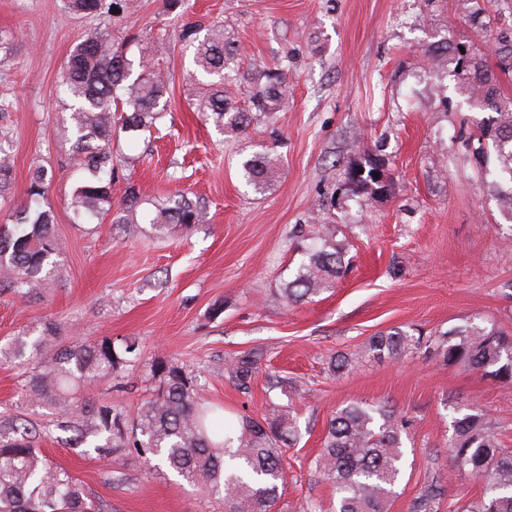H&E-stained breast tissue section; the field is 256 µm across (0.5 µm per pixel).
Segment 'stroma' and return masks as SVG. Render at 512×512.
I'll list each match as a JSON object with an SVG mask.
<instances>
[{
    "label": "stroma",
    "mask_w": 512,
    "mask_h": 512,
    "mask_svg": "<svg viewBox=\"0 0 512 512\" xmlns=\"http://www.w3.org/2000/svg\"><path fill=\"white\" fill-rule=\"evenodd\" d=\"M139 2L133 14L89 17L68 13L66 0H0V139L14 159L0 214L23 200L34 168L46 167L60 248L50 288L25 299L0 289V346L39 335L48 322L67 340L134 341L133 361L93 392L97 404L128 418L157 385L159 362L192 372L227 422L284 406L301 437L285 451L278 512L305 500L328 512L334 489L311 462L331 415L353 402H385L411 421L390 512H408L431 477L451 505L476 499L483 479L459 476L447 456V403L479 406L512 449V388L422 350L398 361L366 359L334 376L327 361L394 327L437 336L477 319L512 331V229L501 224L470 138L485 114L469 106L453 68H433L425 55L441 40L464 42L496 68L494 39L512 29V0H485L476 21L468 0H185L175 10L166 0ZM186 24L232 30L242 73L288 59L287 109L245 133L219 134L182 95L194 70L179 37ZM92 32L111 34L134 63L142 42L169 43L160 61L170 77L164 118L112 141L113 204L131 183L146 199L134 224L79 221L71 208L79 175L59 80L73 47ZM269 146L280 166L257 194L238 166ZM357 151L385 161L388 187L369 200L345 189ZM177 191L200 201L205 222L157 238L149 203ZM315 220L341 229L353 268L316 302L284 307L273 294L300 260L293 232ZM217 303L224 312L214 319ZM250 353L256 362L243 388L233 371ZM28 370L0 356V420L34 425L40 448L105 512H224L222 500L167 467L148 470L136 452L103 463L93 449L74 447L53 410L25 396ZM273 375L289 379L291 395L269 389Z\"/></svg>",
    "instance_id": "stroma-1"
}]
</instances>
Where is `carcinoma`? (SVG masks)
Returning a JSON list of instances; mask_svg holds the SVG:
<instances>
[{
  "instance_id": "obj_1",
  "label": "carcinoma",
  "mask_w": 512,
  "mask_h": 512,
  "mask_svg": "<svg viewBox=\"0 0 512 512\" xmlns=\"http://www.w3.org/2000/svg\"><path fill=\"white\" fill-rule=\"evenodd\" d=\"M75 14H95L117 7L137 8V0H67ZM182 38L192 48L193 63L205 80L192 79L187 100L221 133H242L256 115L269 116L288 107V65L246 76L245 105L224 90L238 80L239 46L222 26L201 38L192 28ZM157 38L141 48V72L131 78L112 37L94 32L72 50L62 73L70 104V139L79 156L80 184L72 205L78 217H102L112 206V137L115 126L125 132L149 130L167 111L168 76L156 63L165 52ZM501 71L512 74V32L497 39ZM455 66L474 109L490 108L496 117L477 124L479 138L491 142L496 163L480 161L503 219L512 224V97L501 92L500 77L484 68L472 48L453 47ZM124 91L126 110L115 122L112 103ZM278 157L272 149L253 154L241 163L242 176L260 193L272 181ZM365 174L350 188L354 195H377L385 187L374 176L375 160L362 161ZM12 155L0 148V194L12 184ZM49 179L36 167L25 200L0 219V288L25 298L52 284L57 270L59 243L56 218L44 206ZM143 203L139 188L130 184L117 207L118 224L137 222ZM149 223L156 237L175 229L191 230L202 223L203 209L180 194L155 200ZM334 224H320L309 234L300 231L294 250L300 253L292 279L277 289L280 303L295 306L311 302L331 290L346 274V244L336 240ZM59 347L50 357L48 348ZM426 348L452 368L477 371L506 388L512 387V333L495 325L467 322L439 336H415L399 327L368 337L355 352L332 354L328 370L351 369L363 358L400 360ZM135 352L128 342L101 340L64 341L47 326L37 336L15 339L11 354L33 363L23 384L27 395L57 411L74 433L77 445L95 442V459L132 448L145 463L158 457L188 484L224 500L228 512H275L288 463L283 449L296 444L295 423L277 405L262 416L242 415L232 427L224 426L221 408L204 404L193 376L164 362L154 366L159 385L126 421L110 405H97L90 395L102 378L124 367ZM455 414L448 437V455L458 474L489 476L484 492L457 507V512H512V451L502 447L496 426L473 403H448ZM410 421L386 404L352 403L336 410L326 424L322 449L313 461L316 472L335 485L333 512H389L394 486L404 457L402 435ZM37 431L22 422L0 423V512H103L84 486L63 466L55 464L36 445ZM445 488L429 481L414 499L409 512H438Z\"/></svg>"
}]
</instances>
